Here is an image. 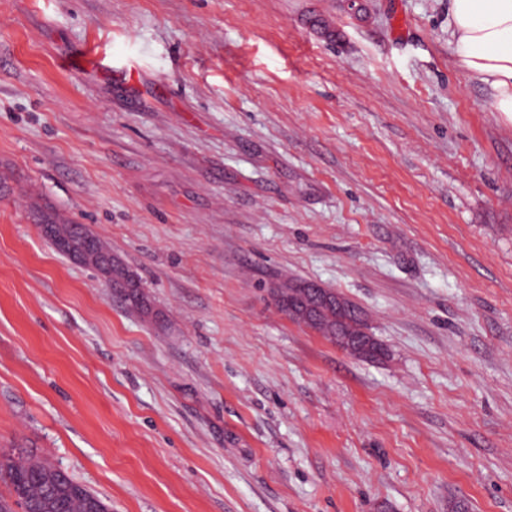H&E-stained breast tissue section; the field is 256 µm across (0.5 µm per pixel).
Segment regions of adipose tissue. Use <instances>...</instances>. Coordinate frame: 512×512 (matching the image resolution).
<instances>
[{
    "mask_svg": "<svg viewBox=\"0 0 512 512\" xmlns=\"http://www.w3.org/2000/svg\"><path fill=\"white\" fill-rule=\"evenodd\" d=\"M448 15L456 67L489 85L512 120V0H448Z\"/></svg>",
    "mask_w": 512,
    "mask_h": 512,
    "instance_id": "ef3b65f1",
    "label": "adipose tissue"
}]
</instances>
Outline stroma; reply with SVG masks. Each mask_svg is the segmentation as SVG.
Here are the masks:
<instances>
[{"instance_id":"stroma-1","label":"stroma","mask_w":512,"mask_h":512,"mask_svg":"<svg viewBox=\"0 0 512 512\" xmlns=\"http://www.w3.org/2000/svg\"><path fill=\"white\" fill-rule=\"evenodd\" d=\"M449 39L448 0H0V454L112 512H512V121ZM53 225L42 224L43 234L53 238L56 242V248L76 263L84 266L93 265L106 288L118 294L122 288L134 283L133 274L117 257L112 255V251L100 250L91 239H84V243L78 244L75 241L78 237L72 236L70 230L67 234L58 236ZM293 282L295 281H287L278 286L286 296L292 288H298L297 293L293 297H288V300L282 298L279 288H276V286L270 288L272 298L283 302L291 319L305 322L304 325L336 343V346L354 357L377 360L385 356L386 349L369 332L366 320L363 317L356 333L350 332L346 327L336 332V310L328 321L308 324L307 322L317 318L314 309L328 312L329 309L334 307L336 309L341 307L348 300L337 292L323 288L313 282H302L289 288L290 285L294 284Z\"/></svg>"}]
</instances>
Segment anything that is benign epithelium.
<instances>
[{
    "mask_svg": "<svg viewBox=\"0 0 512 512\" xmlns=\"http://www.w3.org/2000/svg\"><path fill=\"white\" fill-rule=\"evenodd\" d=\"M43 234L53 238L56 248L66 254L73 261L87 266H94V270L101 276L105 286L114 293L134 282L133 274L122 262L112 255L110 251H102L97 244L87 239L77 243V237L70 233L56 235L51 224L41 225ZM297 293L288 299H282L280 290L276 287L270 289L272 298L283 300L288 316L300 322H309L317 318L316 312H327L336 307L339 308L347 302L340 294L323 288L313 282L296 284ZM336 346L349 354L367 360H377L385 356L386 349L378 339L369 332L366 320H361L357 333L342 328L336 332Z\"/></svg>",
    "mask_w": 512,
    "mask_h": 512,
    "instance_id": "1",
    "label": "benign epithelium"
}]
</instances>
